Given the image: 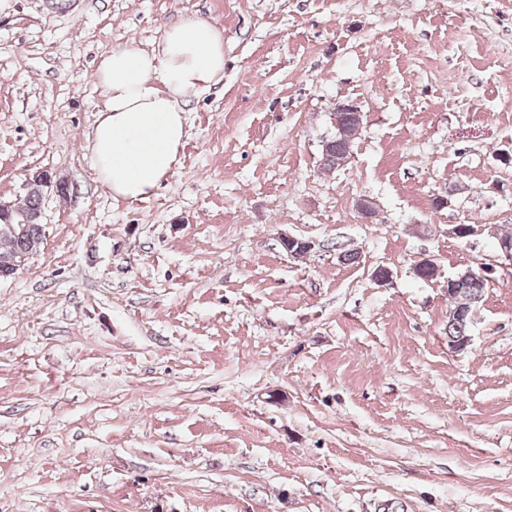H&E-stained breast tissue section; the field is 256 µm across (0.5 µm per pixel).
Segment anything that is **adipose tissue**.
<instances>
[{
	"mask_svg": "<svg viewBox=\"0 0 512 512\" xmlns=\"http://www.w3.org/2000/svg\"><path fill=\"white\" fill-rule=\"evenodd\" d=\"M224 77V32L194 15L168 26L151 51L136 42L104 55L94 73L105 97L86 148L114 198L143 201L179 163L187 102Z\"/></svg>",
	"mask_w": 512,
	"mask_h": 512,
	"instance_id": "obj_1",
	"label": "adipose tissue"
}]
</instances>
